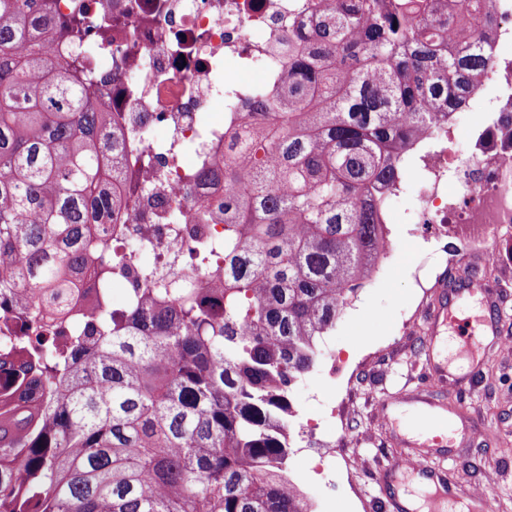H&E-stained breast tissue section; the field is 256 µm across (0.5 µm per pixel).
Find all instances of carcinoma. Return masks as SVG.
Instances as JSON below:
<instances>
[{
  "instance_id": "1",
  "label": "carcinoma",
  "mask_w": 512,
  "mask_h": 512,
  "mask_svg": "<svg viewBox=\"0 0 512 512\" xmlns=\"http://www.w3.org/2000/svg\"><path fill=\"white\" fill-rule=\"evenodd\" d=\"M457 2L306 0L241 118L247 149L233 138L165 204L177 261L218 278L204 288L104 223L119 141L91 71L48 44L85 18L0 0V512H312L284 468L292 390L375 266L378 196L404 187L415 134L490 65L494 18ZM139 162L176 169L181 149ZM220 174L224 202L186 223Z\"/></svg>"
}]
</instances>
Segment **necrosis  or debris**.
<instances>
[{
  "label": "necrosis or debris",
  "mask_w": 512,
  "mask_h": 512,
  "mask_svg": "<svg viewBox=\"0 0 512 512\" xmlns=\"http://www.w3.org/2000/svg\"><path fill=\"white\" fill-rule=\"evenodd\" d=\"M105 34L87 57L90 68L113 73L98 96L121 132V176L106 179L125 202L113 224L138 237L151 225L160 257L171 253V235L158 212L138 205L139 189L155 183L163 197L182 186V171H142L136 156L161 141L203 144L211 162L224 156V124L206 117L225 87L245 88L236 70L247 59H266L288 21V0H88ZM499 16L489 39L491 65L464 110L451 112L433 133L435 146L422 159L417 200L421 223L439 235L453 227L468 248L512 240V0H492ZM483 117L466 152L455 147L463 112Z\"/></svg>",
  "instance_id": "obj_1"
}]
</instances>
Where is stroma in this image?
<instances>
[{"label": "stroma", "mask_w": 512, "mask_h": 512, "mask_svg": "<svg viewBox=\"0 0 512 512\" xmlns=\"http://www.w3.org/2000/svg\"><path fill=\"white\" fill-rule=\"evenodd\" d=\"M415 185L408 180L390 207L389 264L373 271L323 337L313 369L293 392L297 420L321 422L325 441L338 451L331 483H323L307 465L289 472L315 512H388L389 498L410 491L411 475H389L404 450L395 423L381 409L401 405L417 390L463 408L477 432L465 447L426 462L448 474L454 495L447 512H468L474 500L480 502V512H512V459L499 453L512 443V261L496 264L490 276L494 284L508 288L500 304L504 333L473 346L463 361L456 335H449L443 361L470 382L460 390L431 389L425 374V324L439 295L438 283L454 276L448 258L457 240L450 232L435 238L423 232ZM340 404L347 416L343 432L329 427L331 410Z\"/></svg>", "instance_id": "1"}]
</instances>
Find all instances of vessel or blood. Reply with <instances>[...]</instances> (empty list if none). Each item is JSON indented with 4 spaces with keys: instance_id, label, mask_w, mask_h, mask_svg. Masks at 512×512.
I'll use <instances>...</instances> for the list:
<instances>
[{
    "instance_id": "vessel-or-blood-1",
    "label": "vessel or blood",
    "mask_w": 512,
    "mask_h": 512,
    "mask_svg": "<svg viewBox=\"0 0 512 512\" xmlns=\"http://www.w3.org/2000/svg\"><path fill=\"white\" fill-rule=\"evenodd\" d=\"M501 289L485 279L472 276L464 279L459 286L449 289L447 295L436 300L427 320V333L439 335L441 329H448L459 335L460 352H468L471 338L477 336H500L503 325L498 314ZM477 301V310L460 320L457 305L462 298ZM407 402L421 415L418 434L405 440L408 448L419 449L421 456L450 450L457 443V436L465 430L466 424L454 409L420 391L409 395ZM411 473L423 476L431 486L428 512H443L441 504L448 497V477L441 472L428 470L419 464L410 465Z\"/></svg>"
}]
</instances>
